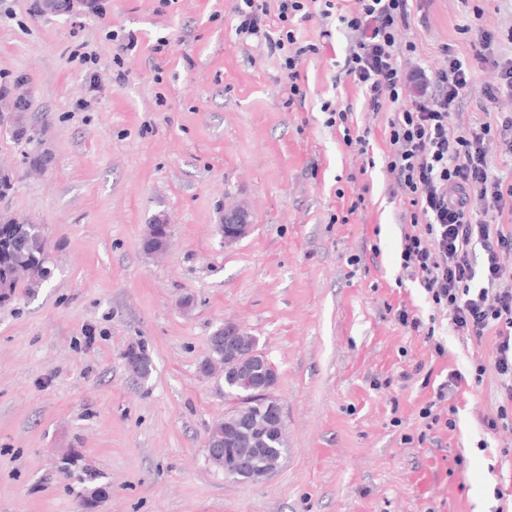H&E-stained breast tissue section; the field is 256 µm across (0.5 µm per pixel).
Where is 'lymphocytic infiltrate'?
<instances>
[{
  "label": "lymphocytic infiltrate",
  "instance_id": "f902f5d3",
  "mask_svg": "<svg viewBox=\"0 0 512 512\" xmlns=\"http://www.w3.org/2000/svg\"><path fill=\"white\" fill-rule=\"evenodd\" d=\"M355 13L333 15V0H324L322 17H336L352 46L343 70L361 91L371 111L388 102L401 108L389 120L384 156L387 169L407 202L402 220L401 267L409 271L432 302L448 312L451 328L464 339L494 337L491 364L475 362L470 374L453 370L444 389L463 382L481 384L487 367H494L501 402L495 416L483 418L485 433L512 425V282L503 277L499 255L512 251V179L500 176L490 163L486 143L498 140L501 155L512 158V58L492 52L493 31L480 33L476 65H469L452 48L427 80L428 96L404 100L406 79L400 68L403 52L398 29L409 26V0H360ZM311 0H243L237 9L240 33L263 38L284 52L289 91L306 94L298 83L301 59L316 53V44H301L295 20L310 17ZM497 69L498 84L485 91V120L458 121L460 98L476 76L477 65ZM482 248L481 262L473 251Z\"/></svg>",
  "mask_w": 512,
  "mask_h": 512
}]
</instances>
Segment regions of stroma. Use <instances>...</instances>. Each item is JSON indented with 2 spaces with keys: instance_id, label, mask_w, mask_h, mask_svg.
Instances as JSON below:
<instances>
[{
  "instance_id": "1",
  "label": "stroma",
  "mask_w": 512,
  "mask_h": 512,
  "mask_svg": "<svg viewBox=\"0 0 512 512\" xmlns=\"http://www.w3.org/2000/svg\"><path fill=\"white\" fill-rule=\"evenodd\" d=\"M94 2L42 17L38 0H0V86L24 78L47 153L0 206L43 224L53 270L0 304V512H81L85 466L107 490L97 512H512V426L481 429L499 406L494 370L435 403L443 416L457 407L455 431L419 416L449 370L491 359L495 339L453 335L401 269L404 205L383 162L398 106L363 108L336 18L297 25L320 47L298 67L299 105L281 54L237 34L240 0ZM410 8L397 35L415 46L406 76L433 72L449 44L472 58L478 27L512 57V0ZM326 103L352 108L374 167L327 125ZM239 205L252 229L228 246L219 226ZM158 216L171 237L152 257L141 239ZM401 305L434 320L445 355L399 324ZM227 322L278 370L288 448L257 482L207 457V429L233 403L198 366ZM133 343L152 359L148 381L125 367ZM64 448L77 459L68 474Z\"/></svg>"
}]
</instances>
